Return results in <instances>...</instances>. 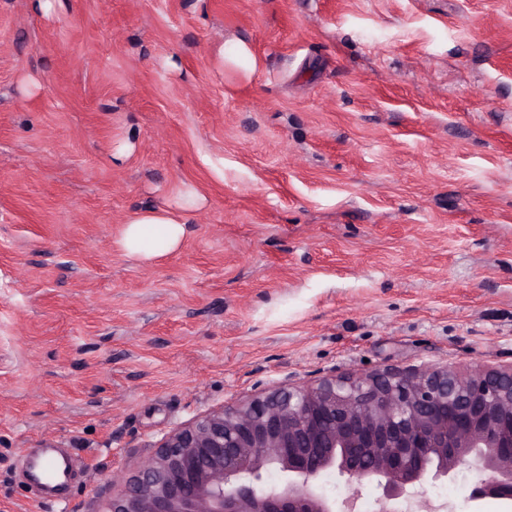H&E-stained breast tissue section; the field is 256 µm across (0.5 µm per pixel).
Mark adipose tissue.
Segmentation results:
<instances>
[{
  "label": "adipose tissue",
  "instance_id": "ef3b65f1",
  "mask_svg": "<svg viewBox=\"0 0 512 512\" xmlns=\"http://www.w3.org/2000/svg\"><path fill=\"white\" fill-rule=\"evenodd\" d=\"M203 202V197L187 186L179 191L173 203L134 213L125 223L120 240L122 251L144 262L173 253L186 232L180 211L202 206Z\"/></svg>",
  "mask_w": 512,
  "mask_h": 512
}]
</instances>
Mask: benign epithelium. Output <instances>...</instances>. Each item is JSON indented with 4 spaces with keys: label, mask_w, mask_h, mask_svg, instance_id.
Listing matches in <instances>:
<instances>
[{
    "label": "benign epithelium",
    "mask_w": 512,
    "mask_h": 512,
    "mask_svg": "<svg viewBox=\"0 0 512 512\" xmlns=\"http://www.w3.org/2000/svg\"><path fill=\"white\" fill-rule=\"evenodd\" d=\"M474 469L472 500L512 505V364L324 376L215 405L168 432L100 512H452L429 485ZM336 472L351 492L326 496ZM275 472L281 481L266 486Z\"/></svg>",
    "instance_id": "benign-epithelium-1"
}]
</instances>
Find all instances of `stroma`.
I'll use <instances>...</instances> for the list:
<instances>
[{"instance_id":"35a3bbf8","label":"stroma","mask_w":512,"mask_h":512,"mask_svg":"<svg viewBox=\"0 0 512 512\" xmlns=\"http://www.w3.org/2000/svg\"><path fill=\"white\" fill-rule=\"evenodd\" d=\"M32 2L0 0V512H99L288 381L512 363V0ZM185 184L180 248L122 252ZM47 439L79 471L44 497ZM475 478L427 496L512 512Z\"/></svg>"}]
</instances>
